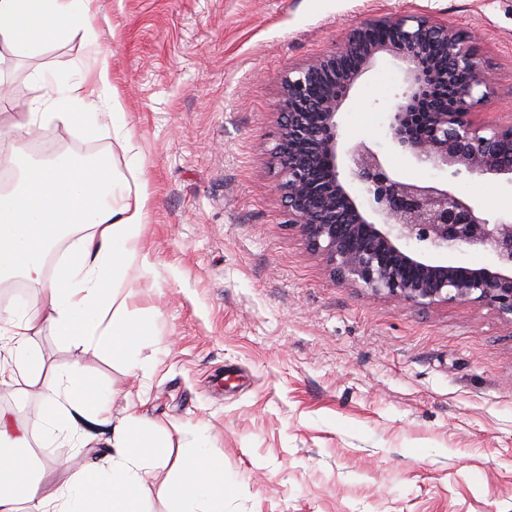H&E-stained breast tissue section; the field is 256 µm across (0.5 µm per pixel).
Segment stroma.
I'll use <instances>...</instances> for the list:
<instances>
[{
	"instance_id": "1",
	"label": "stroma",
	"mask_w": 512,
	"mask_h": 512,
	"mask_svg": "<svg viewBox=\"0 0 512 512\" xmlns=\"http://www.w3.org/2000/svg\"><path fill=\"white\" fill-rule=\"evenodd\" d=\"M428 14L475 35L496 93L482 119L512 114V0H98L92 36L0 56V155L13 124L45 96L50 119L26 139V163L130 153L108 127L53 120L67 85L109 63L110 94L143 165L144 266L122 275L145 335L149 377L111 350L82 354L49 330L31 346L47 366H78L115 389L112 419L163 426L165 467L144 476L146 512H171L163 484L204 434L229 491L224 512H512V324L473 303L422 308L334 282L288 229L274 189L279 76L326 53L364 15ZM402 69L383 56L360 77L339 121L403 176L439 182L387 131ZM458 190L512 213V183L473 176ZM53 457L40 398L0 390Z\"/></svg>"
}]
</instances>
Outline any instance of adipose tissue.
Returning a JSON list of instances; mask_svg holds the SVG:
<instances>
[{
	"label": "adipose tissue",
	"mask_w": 512,
	"mask_h": 512,
	"mask_svg": "<svg viewBox=\"0 0 512 512\" xmlns=\"http://www.w3.org/2000/svg\"><path fill=\"white\" fill-rule=\"evenodd\" d=\"M75 0H0V43L11 51L33 50L57 34H75ZM109 87L108 64L100 62L95 77L68 88L73 109L58 113L66 124L109 120L114 133L123 125L114 113L98 112ZM137 159L126 174L107 161L76 166L61 161L26 169L20 180L0 189V279L22 275L41 285L44 304L0 311L9 328V359L0 363V389L24 380L44 406L48 434L77 445L79 460L64 485L41 487L30 456L24 427L0 410V512H144L143 475L160 467L157 428L136 416L113 423L112 391L92 386L78 367L48 373L42 356L30 345L40 325H48L70 349L81 353L112 349L132 360L143 331L125 311L116 280L141 251L140 228L146 197L131 193L141 180ZM79 233L76 252L46 277L45 258L65 232ZM109 428L111 458L102 466L89 449L87 425ZM224 474L204 439L188 451L183 470L169 479L163 493L174 512H224Z\"/></svg>",
	"instance_id": "obj_1"
}]
</instances>
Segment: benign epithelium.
Returning <instances> with one entry per match:
<instances>
[{
	"label": "benign epithelium",
	"instance_id": "1",
	"mask_svg": "<svg viewBox=\"0 0 512 512\" xmlns=\"http://www.w3.org/2000/svg\"><path fill=\"white\" fill-rule=\"evenodd\" d=\"M380 55L404 73L388 107L390 140L416 165L445 170L446 184L401 177L366 143L342 142V102ZM488 70L472 36L457 28L422 13H379L281 76L271 151L277 187L288 226L335 280L421 307L475 303L512 324V215L486 214L454 188L470 176L512 183V119L477 118L494 93ZM462 247L493 254L496 265L425 258Z\"/></svg>",
	"mask_w": 512,
	"mask_h": 512
}]
</instances>
